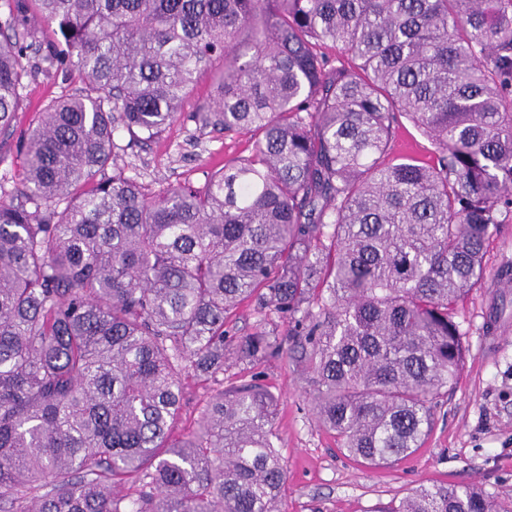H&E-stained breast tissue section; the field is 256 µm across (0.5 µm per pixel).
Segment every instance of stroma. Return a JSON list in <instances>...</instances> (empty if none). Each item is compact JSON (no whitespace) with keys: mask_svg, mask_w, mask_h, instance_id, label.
<instances>
[{"mask_svg":"<svg viewBox=\"0 0 512 512\" xmlns=\"http://www.w3.org/2000/svg\"><path fill=\"white\" fill-rule=\"evenodd\" d=\"M32 73L25 82L27 106L18 112L10 138L0 141V180L18 182V145L37 120L39 108L60 96V79L46 74L40 54L28 53ZM123 150L119 164L155 191L185 182L202 185L207 172L249 155L250 135L222 132L180 118L162 135ZM485 284L457 309L466 333V357L455 383L435 400V424L422 448L394 464L368 467L340 451L336 436L313 411L308 374L288 354L247 366L228 358L218 380L187 378L179 428L192 426L209 397L220 389L259 376L278 398L274 425L288 469L282 512H375L380 504L407 496L421 485H475L488 492L501 512H512V224L486 246ZM230 336L275 330L286 337L287 322L264 317L256 304L242 303L228 319Z\"/></svg>","mask_w":512,"mask_h":512,"instance_id":"obj_1","label":"stroma"}]
</instances>
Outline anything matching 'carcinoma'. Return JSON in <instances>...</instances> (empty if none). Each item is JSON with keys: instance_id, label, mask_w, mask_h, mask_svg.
I'll return each instance as SVG.
<instances>
[{"instance_id": "1", "label": "carcinoma", "mask_w": 512, "mask_h": 512, "mask_svg": "<svg viewBox=\"0 0 512 512\" xmlns=\"http://www.w3.org/2000/svg\"><path fill=\"white\" fill-rule=\"evenodd\" d=\"M0 135L36 42L81 87L48 102L0 183V512H280L274 396L224 373L242 298L289 326L314 409L368 465L414 454L465 355L456 309L512 222V0H4ZM339 47L350 63L320 52ZM191 118L252 153L150 192L115 135ZM435 161L394 157L400 118ZM112 173H107V168ZM274 332L237 360L279 355ZM136 486V497L118 493ZM380 512H499L422 486Z\"/></svg>"}]
</instances>
